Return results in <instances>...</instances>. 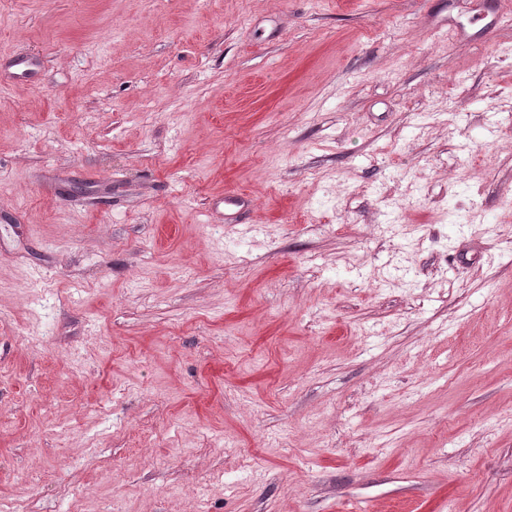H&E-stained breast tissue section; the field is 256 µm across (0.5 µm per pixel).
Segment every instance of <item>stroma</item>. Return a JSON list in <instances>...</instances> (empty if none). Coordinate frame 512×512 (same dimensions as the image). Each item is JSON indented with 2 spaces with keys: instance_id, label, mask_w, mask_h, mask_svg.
Listing matches in <instances>:
<instances>
[{
  "instance_id": "35a3bbf8",
  "label": "stroma",
  "mask_w": 512,
  "mask_h": 512,
  "mask_svg": "<svg viewBox=\"0 0 512 512\" xmlns=\"http://www.w3.org/2000/svg\"><path fill=\"white\" fill-rule=\"evenodd\" d=\"M17 505L512 512V0H0Z\"/></svg>"
}]
</instances>
